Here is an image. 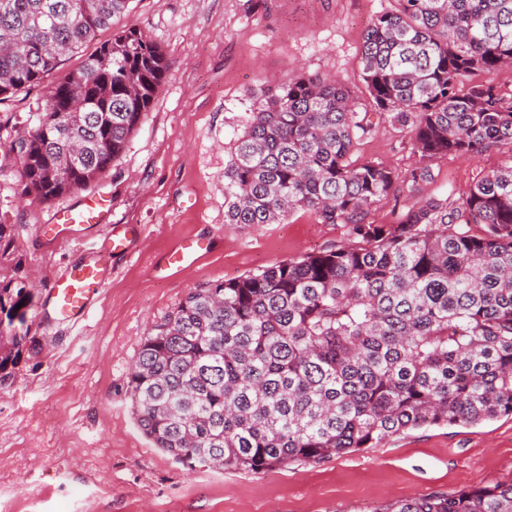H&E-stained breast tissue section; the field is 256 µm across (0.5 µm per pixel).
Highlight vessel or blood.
Returning a JSON list of instances; mask_svg holds the SVG:
<instances>
[{"mask_svg": "<svg viewBox=\"0 0 512 512\" xmlns=\"http://www.w3.org/2000/svg\"><path fill=\"white\" fill-rule=\"evenodd\" d=\"M106 218L90 202L59 211L52 223L41 225L44 237L55 240L69 236L77 228L105 223ZM128 247L127 233L109 231L107 242L99 253H92L60 275L54 277L47 296L45 317L49 323L72 322L89 311L97 293L111 275L110 261ZM209 249L208 243L197 237L183 238L159 262L169 276H177L185 266L196 263Z\"/></svg>", "mask_w": 512, "mask_h": 512, "instance_id": "1", "label": "vessel or blood"}]
</instances>
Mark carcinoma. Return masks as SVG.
I'll list each match as a JSON object with an SVG mask.
<instances>
[{"mask_svg": "<svg viewBox=\"0 0 512 512\" xmlns=\"http://www.w3.org/2000/svg\"><path fill=\"white\" fill-rule=\"evenodd\" d=\"M132 0H0V101L39 85ZM362 71L373 115L409 135L401 176L352 159L365 118L336 80L290 75L255 95L224 165V223L305 211L348 242L194 289L144 337L128 387L136 420L181 465L259 472L379 448L408 430L512 416V158L460 198L365 222L450 153L512 144V98L476 71L512 65V0H391ZM168 62L122 30L50 83L12 146L22 194L88 189L124 151ZM22 258L0 224V269ZM33 289L0 284V382L36 348ZM376 512H512V484L428 494Z\"/></svg>", "mask_w": 512, "mask_h": 512, "instance_id": "obj_1", "label": "carcinoma"}]
</instances>
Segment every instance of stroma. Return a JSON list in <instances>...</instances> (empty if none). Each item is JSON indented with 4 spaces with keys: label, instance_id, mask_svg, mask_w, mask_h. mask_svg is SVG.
Listing matches in <instances>:
<instances>
[{
    "label": "stroma",
    "instance_id": "35a3bbf8",
    "mask_svg": "<svg viewBox=\"0 0 512 512\" xmlns=\"http://www.w3.org/2000/svg\"><path fill=\"white\" fill-rule=\"evenodd\" d=\"M390 0H133L98 41L138 28L164 52L166 84L123 153L92 185L110 226L50 240L38 234L81 194L22 196L11 146L36 124L46 86L0 102V224L13 230L35 290L27 316L39 346L22 352L0 383V512H377L389 501L512 482V416L477 425L411 430L379 448L318 464L251 472L189 470L138 428L129 372L151 327L194 288L232 280L344 242L341 224L298 212L284 224L243 229L224 221V165L254 93L289 75H330L358 112L371 109L362 76L364 33ZM356 156L406 174L417 166L408 136L373 122ZM512 156L503 144L432 164L417 192L374 204L373 224H392L423 198L465 194ZM131 228L112 276L88 314L46 324L53 278L99 250L108 227ZM188 236L212 250L174 278L161 255Z\"/></svg>",
    "mask_w": 512,
    "mask_h": 512
}]
</instances>
